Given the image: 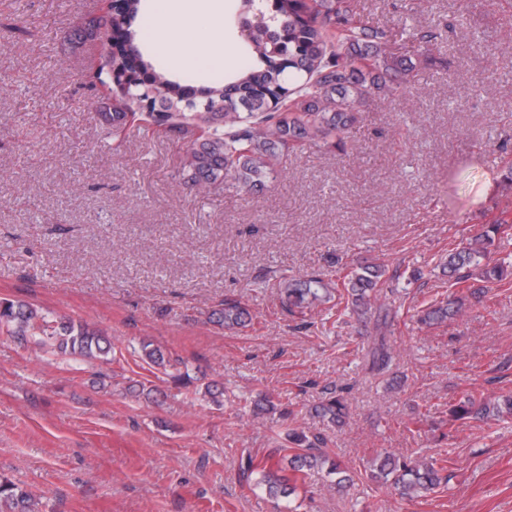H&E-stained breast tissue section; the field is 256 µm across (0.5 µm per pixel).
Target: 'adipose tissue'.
<instances>
[{
    "mask_svg": "<svg viewBox=\"0 0 512 512\" xmlns=\"http://www.w3.org/2000/svg\"><path fill=\"white\" fill-rule=\"evenodd\" d=\"M145 43L152 54L201 71L228 66L224 0H149Z\"/></svg>",
    "mask_w": 512,
    "mask_h": 512,
    "instance_id": "adipose-tissue-1",
    "label": "adipose tissue"
}]
</instances>
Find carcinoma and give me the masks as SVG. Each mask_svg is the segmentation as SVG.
<instances>
[{
    "mask_svg": "<svg viewBox=\"0 0 512 512\" xmlns=\"http://www.w3.org/2000/svg\"><path fill=\"white\" fill-rule=\"evenodd\" d=\"M142 14L141 0H121L115 11L82 23L80 32L100 41L105 63L87 76L94 86L105 77L115 79L112 94L99 101L98 117L114 142L138 127L163 134L183 147L179 176L199 189L233 182L252 192L275 180L288 158L306 148L347 145L355 115L366 99L391 90L400 77L410 81L413 63L389 51L391 35L368 25L360 0H235L225 24L246 27L247 40L239 47L242 64L224 75L196 85V78L155 64L137 43L133 24ZM507 221L489 224L482 233L448 254V276L462 284L471 279L487 283L512 281V264L490 263V248ZM387 283L382 265L340 266L327 277L291 278L283 285L288 310L310 309L340 290L346 309L361 316ZM462 298L431 304L421 310L425 325L443 322L458 313ZM227 330L248 327L249 310L226 302L211 314ZM0 336L34 340L47 352L77 355L85 360L112 362V345L105 332L87 323L51 320L32 306L0 301ZM141 350L152 364L167 367L170 359L150 342ZM368 370L388 371L393 356L385 337L368 353ZM346 400L339 395L322 400L318 417L332 425L343 423ZM512 415V396L492 400L466 397L448 405L449 421L470 417L499 419ZM288 445L274 448L263 462L248 459L244 474L261 473L255 485L286 503L280 512H298L294 496L305 485L307 472L326 469L336 476L330 486L349 480L347 469L324 450L320 435L290 429ZM371 477L392 481L400 494L419 497L450 482L441 460L429 456L381 458ZM0 502L10 512H39L35 498L11 480L0 477Z\"/></svg>",
    "mask_w": 512,
    "mask_h": 512,
    "instance_id": "carcinoma-1",
    "label": "carcinoma"
}]
</instances>
